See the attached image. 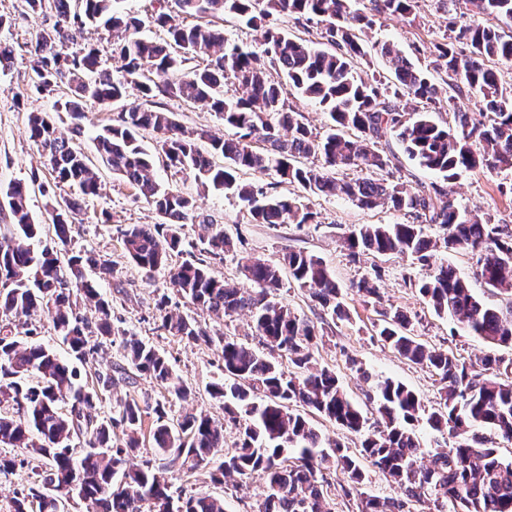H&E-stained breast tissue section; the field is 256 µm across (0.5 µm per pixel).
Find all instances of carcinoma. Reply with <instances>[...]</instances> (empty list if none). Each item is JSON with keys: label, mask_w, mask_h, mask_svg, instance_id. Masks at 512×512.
<instances>
[{"label": "carcinoma", "mask_w": 512, "mask_h": 512, "mask_svg": "<svg viewBox=\"0 0 512 512\" xmlns=\"http://www.w3.org/2000/svg\"><path fill=\"white\" fill-rule=\"evenodd\" d=\"M34 14L52 13L54 23L31 50L28 89L42 96L67 88L71 98L57 111L71 119L63 134L43 113L28 117L30 138L38 145L54 186L72 188L57 200L48 185L47 214L57 245L70 246L72 225L79 222L82 201L98 193L93 161L138 189L159 217V224H127L119 229L129 259L146 277L168 264L172 252L184 247L182 227L212 225L197 214L189 197L161 185L153 175L157 161L188 171L203 187L229 192L257 224L315 222L312 196H341L361 208L388 204L407 218L395 224H363L343 237L354 256L406 255L425 270L414 283L421 298L439 316L447 315L469 332L498 347H512V306H488L475 297L456 268L438 257L439 249L470 250L478 255L476 275L488 287L512 294V227L493 224L478 210L459 208L451 199L452 184L462 172L512 169V87L500 83L491 63H512V35L500 24L512 23V0H462L489 24L461 27L452 40L433 44L431 55L448 75V111L454 124L433 120L438 88L396 45L385 42L377 53L393 75V88L377 78L364 80L355 64L366 57L358 32L373 23L354 10L351 0H167L151 15L168 41L140 36L143 21L121 14L116 0H25ZM372 11L394 18L413 14L417 0H372ZM196 19L186 24L179 17ZM230 16L262 30V51L231 45L216 21ZM300 22L318 18L326 48L278 26L280 17ZM102 24L112 33L113 48L124 62L121 75L103 67L93 47L68 51L73 33L88 24ZM207 59L198 68L192 62ZM280 80L271 79V71ZM236 95L220 97L222 84ZM131 88L144 102L128 104ZM295 92L317 102L331 123L320 134L287 104ZM208 101L231 133L210 129L184 130L162 100ZM405 100V106L397 104ZM467 100L476 111L461 105ZM120 106L115 123L96 137V159L76 144L83 105ZM142 130L162 135L161 152L152 155L138 140ZM354 135H349L348 131ZM395 134L405 153L419 167L442 176L443 183H411L394 177L398 156L378 147L387 133ZM209 143L202 153L197 141ZM219 156L224 164L213 158ZM313 156L317 167L302 159ZM355 169L362 176L339 179L335 172ZM276 172L299 185L306 195L273 194L241 181L247 172ZM29 186L10 184L4 191L12 224L0 236V473L29 467L32 480L8 503L5 512H66L60 501L76 503L84 512H225L224 500L211 494L174 496L170 473L179 468H209L216 484L237 476H260L266 495L258 512H332L324 496L325 471L339 470L346 479L345 496L360 498V512H413L411 506L429 498L436 512H512V460L497 445L512 442V359L495 354L482 360V372L447 351L417 341L412 318L398 308L376 310L378 336L408 361L428 369L441 385L440 401L431 410L401 382L372 375L351 360L365 381L367 399L380 419L367 417L352 403L336 375L312 365L322 340L317 326L277 299L283 287L280 266L243 256L242 274L252 288H236L215 276L206 260H187L170 270V284L185 302L202 310L231 316L247 312L259 344L287 357L286 371L273 357L231 337H212L187 315L169 307V297L156 303L160 328L189 343H218L224 377L210 384V394L231 399L224 404L233 418H242L235 448L224 450L223 424L206 414L186 413L172 425L165 404L126 400L118 417L97 411L100 392L122 380L135 385L149 379L165 388L170 401L184 402L192 389L176 376L168 359L154 345L122 333V359L96 372L97 387L76 384L77 370L41 343L30 341L37 328L32 317L43 308L54 310L53 329L78 360L99 352L116 335L112 302L101 297L97 280L113 276L112 262L93 252H78L61 262L57 252H36L31 242L41 224L28 209ZM442 205L436 206L435 200ZM437 225L442 240L424 231ZM230 239L215 230L204 252L224 259ZM283 263L293 282L331 318H349L340 301L341 288L325 262L304 251H290ZM365 276L352 288L365 302L381 304L379 289ZM94 303L91 318L80 311V300ZM310 408L349 433L361 436L350 450L336 439H323L300 412ZM156 416L153 446L141 451L138 427L143 413ZM426 417L429 428L448 447L428 451L415 430ZM120 427L124 443H112ZM147 458L137 460L140 453ZM49 461L41 470L38 462ZM404 489L402 498H381L363 491L370 473Z\"/></svg>", "instance_id": "cac0c4a2"}]
</instances>
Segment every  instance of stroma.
I'll list each match as a JSON object with an SVG mask.
<instances>
[{
    "label": "stroma",
    "mask_w": 512,
    "mask_h": 512,
    "mask_svg": "<svg viewBox=\"0 0 512 512\" xmlns=\"http://www.w3.org/2000/svg\"><path fill=\"white\" fill-rule=\"evenodd\" d=\"M0 14L10 17L12 26L0 29V41L14 49L10 70L0 72V188L15 181L28 180L31 172H39L41 183L51 182L52 176L42 165L37 145L27 133V116L32 112H54L55 98L38 95L25 96L16 101V93H24L29 71V51L37 37L48 30L53 20L27 11L24 0H0ZM476 17L465 9L460 0H418L413 16L406 19L376 17L365 36L369 49L366 62L357 72L362 78L377 77L391 82L392 76L376 53L383 42L397 44L422 68H431V43L440 41L448 32L449 22L460 25L475 22ZM164 106L174 112L177 121L187 130L209 128L223 132L224 126L208 104L190 103L176 98L165 100ZM156 180L178 189L193 199L198 212L208 215L233 242L232 252L223 261L212 263L216 276L246 287L238 260L255 256L271 262L279 261L289 251H305L323 259L336 277L342 290V302L349 318L340 320L324 315L305 289L291 280H284L280 298L299 315L322 327L325 338L314 352L313 362L336 373L349 398L357 404L365 402V383L361 371L402 382L412 389L426 407H434L440 400L439 386L432 374L415 365L386 345L376 334L377 315L373 306L365 304L351 289L354 281L380 269L375 285L384 304L407 311L414 318V334L427 346L451 350L467 361L478 362L488 353L487 343L480 337L459 328L456 322L435 314L413 286L423 272L407 256H374L371 254L350 258L343 245V237L362 224H393L401 216L390 206L362 209L340 197H315L311 200L317 221L313 224H255L242 209L239 200L221 190H203L193 173L178 172L163 166L154 169ZM101 189L98 195L87 197L83 204L84 221L76 225L72 244L74 249L91 251L110 259L114 267L112 279L100 282L101 295L112 303V321L115 328L138 336L163 352L175 375L193 389L189 402L169 406L171 419L187 412L205 413L224 424V445L233 447L238 439V428L224 419V407L209 393L210 384L224 375L221 351L217 345L191 344L169 335L159 327L155 310L159 296L172 294L168 270L184 262V255L175 253L169 259L168 269L146 277L128 258L118 232L125 224H156L160 218L139 192L106 169L98 171ZM512 186V170L487 172L474 170L462 173L454 184V198L460 208L481 209L492 215L495 223L512 225V196L501 194V187ZM446 258L467 280L474 295L483 302L505 308L512 305V295L498 292L474 275L476 256L458 250ZM179 310L195 318L210 334L225 335L241 342L253 343L250 318L247 313L221 316L180 303ZM358 359L359 368H352L351 359ZM173 493H222L226 512H258L266 488L260 476L242 482L227 480L223 488H216L207 470L174 474Z\"/></svg>",
    "instance_id": "35a3bbf8"
}]
</instances>
